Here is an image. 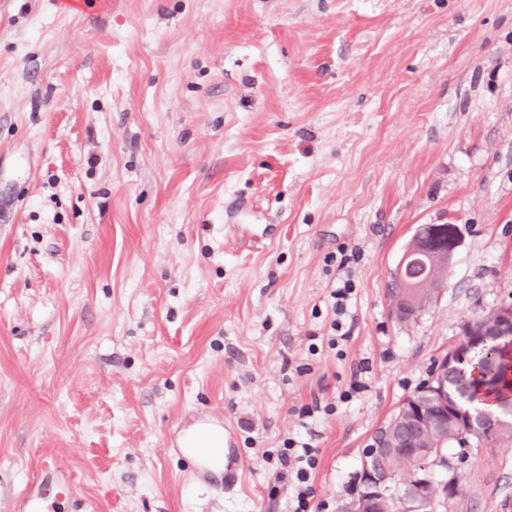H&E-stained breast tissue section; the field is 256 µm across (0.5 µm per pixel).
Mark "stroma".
Listing matches in <instances>:
<instances>
[{
	"label": "stroma",
	"mask_w": 512,
	"mask_h": 512,
	"mask_svg": "<svg viewBox=\"0 0 512 512\" xmlns=\"http://www.w3.org/2000/svg\"><path fill=\"white\" fill-rule=\"evenodd\" d=\"M462 242L413 321L420 225ZM350 280L348 340L330 292ZM512 305V0H0V512H312L463 323ZM359 390H352V382ZM224 422L232 483L169 447ZM430 512H512V447ZM301 427L306 430L309 439L304 441L294 437L288 438L283 452L278 456L279 466L282 468V471L277 473L278 479L286 477L284 469L288 472L290 512H310L308 508L312 489L309 481L316 467L319 451L311 442L313 437L317 436L316 432L305 422ZM59 471L47 473L20 499L17 512H49L48 492L51 488L64 489L72 485L71 478L58 475Z\"/></svg>",
	"instance_id": "1"
}]
</instances>
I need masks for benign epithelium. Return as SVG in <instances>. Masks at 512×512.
I'll return each instance as SVG.
<instances>
[{
    "mask_svg": "<svg viewBox=\"0 0 512 512\" xmlns=\"http://www.w3.org/2000/svg\"><path fill=\"white\" fill-rule=\"evenodd\" d=\"M487 336L512 340V306L501 307L486 318L462 325L458 340L436 362L427 388L402 402V411L411 416L409 424L396 429L395 438L386 447L375 448L369 453L358 475L356 494L343 505L341 512H379L380 506L388 500L389 475L379 467L377 461L381 453L403 456L417 467V478L401 497L403 512H418L436 498H446L455 493L458 482L455 470H448V480L442 483L435 482L427 471L430 463L443 458L442 442H433L419 448L415 436L430 431L441 439L450 425L465 437L481 439L484 434L491 433L487 414L473 403L448 400L445 381L448 373L458 368L465 355Z\"/></svg>",
    "mask_w": 512,
    "mask_h": 512,
    "instance_id": "7a95c632",
    "label": "benign epithelium"
}]
</instances>
